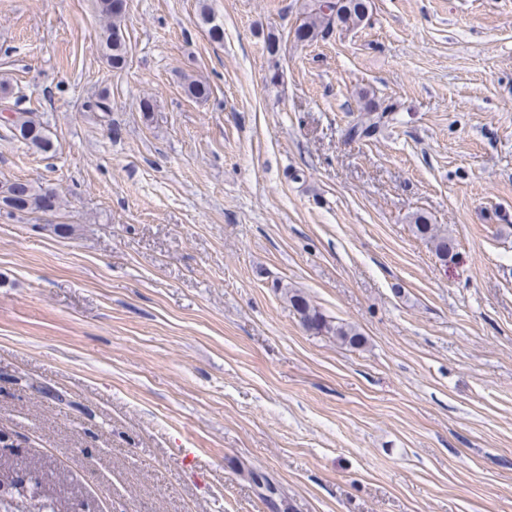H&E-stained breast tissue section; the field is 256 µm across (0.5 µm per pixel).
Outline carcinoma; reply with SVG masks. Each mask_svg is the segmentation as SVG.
Masks as SVG:
<instances>
[{
    "label": "carcinoma",
    "mask_w": 512,
    "mask_h": 512,
    "mask_svg": "<svg viewBox=\"0 0 512 512\" xmlns=\"http://www.w3.org/2000/svg\"><path fill=\"white\" fill-rule=\"evenodd\" d=\"M99 9L107 24L104 48L107 59L114 69H122L127 62V47L121 28L125 10L113 6V0H99ZM367 0H309L302 23L295 29V38L300 42H312L323 38L335 28L355 29L368 20ZM391 112H378L373 108L364 109L360 120L349 130L356 139L370 138L389 121ZM8 132L12 137L24 141L41 153L53 150V142L43 124L32 117V113H20L11 120ZM9 212L38 213L59 208L57 195L29 181H16L0 188V209ZM415 234L428 241L435 255L445 261L453 249L448 235L428 217L418 215L414 219ZM290 304L299 316L302 325L310 332L334 336L352 347L361 344L362 337L352 327L345 324H332V321L312 306L305 296L293 294Z\"/></svg>",
    "instance_id": "1"
}]
</instances>
